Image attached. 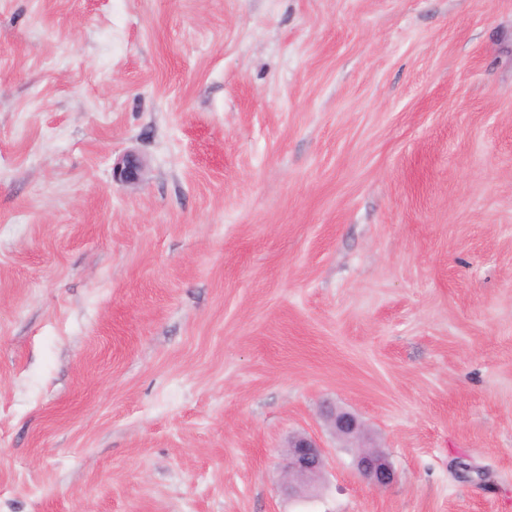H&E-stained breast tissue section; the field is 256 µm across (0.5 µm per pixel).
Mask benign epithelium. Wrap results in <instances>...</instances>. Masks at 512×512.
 Segmentation results:
<instances>
[{
  "label": "benign epithelium",
  "mask_w": 512,
  "mask_h": 512,
  "mask_svg": "<svg viewBox=\"0 0 512 512\" xmlns=\"http://www.w3.org/2000/svg\"><path fill=\"white\" fill-rule=\"evenodd\" d=\"M142 171L140 158L128 154L113 172V177L121 182L136 183ZM324 419L336 438L352 451L357 471L373 488L382 490L395 481L396 473L386 453L373 443L356 414L334 408L324 412ZM325 468V449L316 437L308 434L292 436L282 461L285 492L293 498L309 497L320 486Z\"/></svg>",
  "instance_id": "benign-epithelium-1"
}]
</instances>
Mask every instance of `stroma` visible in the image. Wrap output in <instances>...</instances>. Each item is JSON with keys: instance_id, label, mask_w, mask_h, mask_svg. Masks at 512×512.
I'll list each match as a JSON object with an SVG mask.
<instances>
[{"instance_id": "obj_1", "label": "stroma", "mask_w": 512, "mask_h": 512, "mask_svg": "<svg viewBox=\"0 0 512 512\" xmlns=\"http://www.w3.org/2000/svg\"><path fill=\"white\" fill-rule=\"evenodd\" d=\"M0 512H512V0H0ZM120 164L116 171H113L114 178L125 183H136L140 180L143 163L139 157L134 154H128L122 159ZM324 419L338 440L353 454L359 474L374 488L382 490L396 479V473L384 451L373 443L359 417L347 410L327 409ZM282 461L283 488L289 497L303 499L321 484L326 468V453L316 437L293 435Z\"/></svg>"}]
</instances>
